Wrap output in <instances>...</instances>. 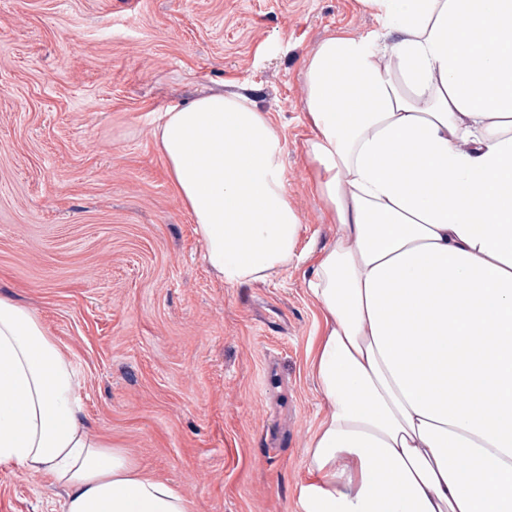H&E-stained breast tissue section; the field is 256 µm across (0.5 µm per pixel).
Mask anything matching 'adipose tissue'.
<instances>
[{
    "label": "adipose tissue",
    "mask_w": 512,
    "mask_h": 512,
    "mask_svg": "<svg viewBox=\"0 0 512 512\" xmlns=\"http://www.w3.org/2000/svg\"><path fill=\"white\" fill-rule=\"evenodd\" d=\"M379 27L322 40L305 143L333 241L306 282L332 409L301 512H512V0H360ZM154 136L211 268L297 260L286 144L247 95L169 107ZM74 367L0 298V467L51 475L64 512H186L81 420Z\"/></svg>",
    "instance_id": "adipose-tissue-1"
}]
</instances>
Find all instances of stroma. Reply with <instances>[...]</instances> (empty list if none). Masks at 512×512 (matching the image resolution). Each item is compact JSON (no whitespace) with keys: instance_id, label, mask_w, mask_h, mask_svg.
I'll return each instance as SVG.
<instances>
[{"instance_id":"35a3bbf8","label":"stroma","mask_w":512,"mask_h":512,"mask_svg":"<svg viewBox=\"0 0 512 512\" xmlns=\"http://www.w3.org/2000/svg\"><path fill=\"white\" fill-rule=\"evenodd\" d=\"M359 0H0V296L72 361L92 436L186 512H300L331 406L310 373L306 290L330 243L305 156L302 71L365 35ZM204 90L242 92L286 144L301 263L230 286L204 260L153 131ZM48 475L0 468V512H64Z\"/></svg>"}]
</instances>
